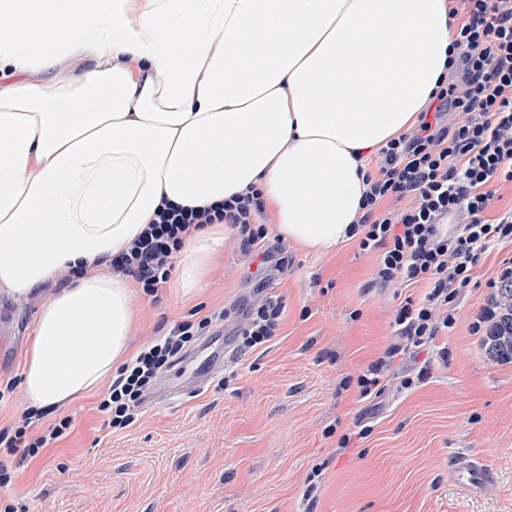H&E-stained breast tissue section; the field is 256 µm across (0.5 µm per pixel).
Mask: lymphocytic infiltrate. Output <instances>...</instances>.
Returning a JSON list of instances; mask_svg holds the SVG:
<instances>
[{"label":"lymphocytic infiltrate","mask_w":512,"mask_h":512,"mask_svg":"<svg viewBox=\"0 0 512 512\" xmlns=\"http://www.w3.org/2000/svg\"><path fill=\"white\" fill-rule=\"evenodd\" d=\"M463 20L456 30L450 61L453 72L420 113L418 124L378 152L377 171L368 175L363 214L353 233L362 251L376 253L372 287L395 282L424 287L422 298H404L390 324L400 343L388 347L356 379L360 399L380 397L384 380L407 350H425L455 323L453 303L469 288L481 256L512 243V208L491 216L490 184L512 183V0H458ZM456 219L454 231L444 229ZM229 224L232 244L258 251L261 261L284 270L286 246L270 236L269 218L256 189L232 196L220 207L165 206L121 254L111 260L118 274H134L147 295L169 280L172 259L201 224ZM282 300L255 286L252 297L221 309L198 323L175 324L151 338L113 378L100 411L112 429L132 425L160 375L193 351L204 333L235 321L239 351L266 345L283 319ZM42 410H27L21 424L0 428V445L33 458L71 427L63 416L40 427Z\"/></svg>","instance_id":"f902f5d3"}]
</instances>
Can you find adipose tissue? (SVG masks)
Wrapping results in <instances>:
<instances>
[{
  "label": "adipose tissue",
  "mask_w": 512,
  "mask_h": 512,
  "mask_svg": "<svg viewBox=\"0 0 512 512\" xmlns=\"http://www.w3.org/2000/svg\"><path fill=\"white\" fill-rule=\"evenodd\" d=\"M456 26L449 0H0V292L42 296L29 405L127 358L137 282L110 262L162 205L254 187L283 238L347 242L368 159L447 76ZM223 246L220 224L188 238L184 297Z\"/></svg>",
  "instance_id": "adipose-tissue-1"
}]
</instances>
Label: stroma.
Wrapping results in <instances>:
<instances>
[{
	"label": "stroma",
	"instance_id": "stroma-1",
	"mask_svg": "<svg viewBox=\"0 0 512 512\" xmlns=\"http://www.w3.org/2000/svg\"><path fill=\"white\" fill-rule=\"evenodd\" d=\"M285 273H265L258 258L225 249L196 301L166 286L141 295L130 339L182 321L196 322L247 299L258 280L285 313L267 347L238 354L221 380L171 403L146 408L133 426L105 425L103 391L61 405L70 429L33 459L7 454L12 475L0 508L26 512H512V363L489 362L473 330L489 299V280L507 249L484 254L470 288L455 302L456 322L436 337L430 370L400 388L416 364L402 357L377 405L359 400L350 380L396 343L392 290L369 287L374 255L349 241L330 254L288 244ZM35 304L0 294V386L18 381ZM367 416L371 433L339 450V438ZM464 451L491 477L481 488L456 484L448 458ZM320 470L315 501L302 480Z\"/></svg>",
	"mask_w": 512,
	"mask_h": 512
}]
</instances>
